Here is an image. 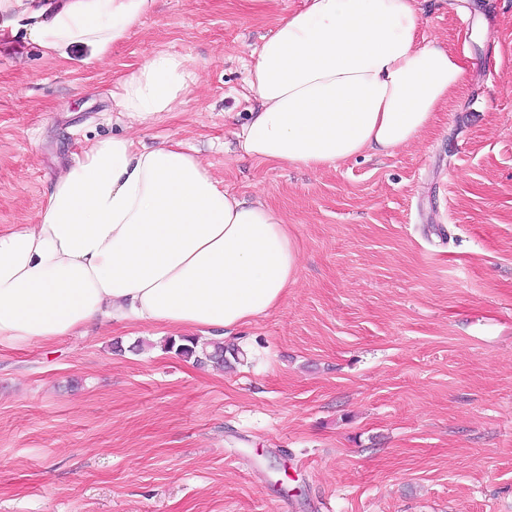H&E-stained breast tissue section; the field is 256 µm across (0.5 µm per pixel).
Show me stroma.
<instances>
[{
    "label": "stroma",
    "instance_id": "35a3bbf8",
    "mask_svg": "<svg viewBox=\"0 0 512 512\" xmlns=\"http://www.w3.org/2000/svg\"><path fill=\"white\" fill-rule=\"evenodd\" d=\"M304 0H158L103 62L0 25V227L35 224L91 143L193 148L279 210L297 283L225 337L232 366L108 322L0 345V512H512V0H424L419 36L470 57L411 146L310 171L241 158L245 66ZM168 52L197 72L130 126L120 77Z\"/></svg>",
    "mask_w": 512,
    "mask_h": 512
}]
</instances>
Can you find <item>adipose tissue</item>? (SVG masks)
Instances as JSON below:
<instances>
[{"mask_svg": "<svg viewBox=\"0 0 512 512\" xmlns=\"http://www.w3.org/2000/svg\"><path fill=\"white\" fill-rule=\"evenodd\" d=\"M66 60L106 59L156 0H0ZM419 0H305L247 65L256 102L235 130L242 156L322 170L414 142L468 72L466 56L418 41ZM196 80L158 53L117 82L114 105L143 124ZM301 253L284 216L225 189L182 141H95L46 195L40 221L0 230V343L51 342L107 320L220 341L278 307Z\"/></svg>", "mask_w": 512, "mask_h": 512, "instance_id": "adipose-tissue-1", "label": "adipose tissue"}]
</instances>
